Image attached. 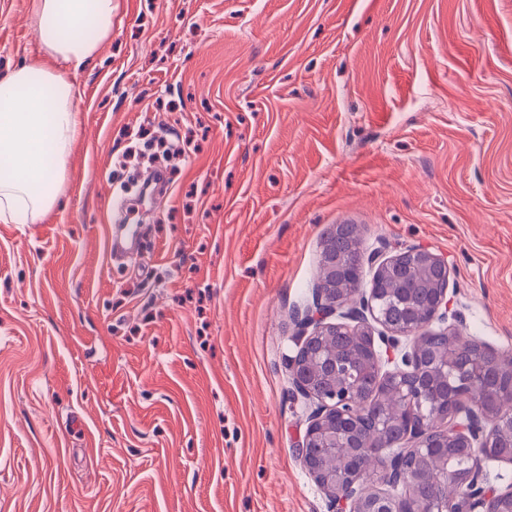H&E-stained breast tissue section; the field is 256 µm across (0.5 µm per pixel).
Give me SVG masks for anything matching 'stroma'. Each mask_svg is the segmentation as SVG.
Wrapping results in <instances>:
<instances>
[{
  "mask_svg": "<svg viewBox=\"0 0 512 512\" xmlns=\"http://www.w3.org/2000/svg\"><path fill=\"white\" fill-rule=\"evenodd\" d=\"M29 2L0 73L49 63ZM69 78L63 204L0 223V512H332L288 359L334 224L512 351V0H116ZM188 135L112 255L116 158Z\"/></svg>",
  "mask_w": 512,
  "mask_h": 512,
  "instance_id": "35a3bbf8",
  "label": "stroma"
}]
</instances>
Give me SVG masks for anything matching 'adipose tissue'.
I'll return each mask as SVG.
<instances>
[{"label":"adipose tissue","instance_id":"1","mask_svg":"<svg viewBox=\"0 0 512 512\" xmlns=\"http://www.w3.org/2000/svg\"><path fill=\"white\" fill-rule=\"evenodd\" d=\"M114 0H31L30 23L54 67L0 75V222L32 224L62 195L60 173L81 125L70 71L112 32Z\"/></svg>","mask_w":512,"mask_h":512}]
</instances>
